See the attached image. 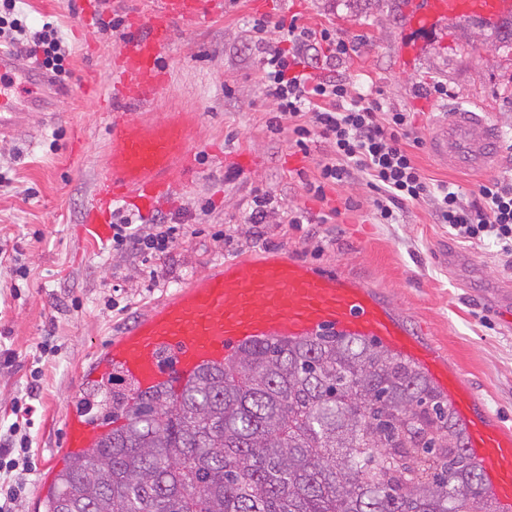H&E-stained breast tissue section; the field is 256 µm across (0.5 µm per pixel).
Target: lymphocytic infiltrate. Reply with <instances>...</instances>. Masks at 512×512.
Masks as SVG:
<instances>
[{
	"label": "lymphocytic infiltrate",
	"mask_w": 512,
	"mask_h": 512,
	"mask_svg": "<svg viewBox=\"0 0 512 512\" xmlns=\"http://www.w3.org/2000/svg\"><path fill=\"white\" fill-rule=\"evenodd\" d=\"M266 21H255L262 52V83L279 112L272 127L293 122L296 144L307 150L311 135H318L326 152L317 164L318 175L305 181L308 194L321 198L329 185H340L365 175L373 190L372 205L384 224L393 223L397 213L409 205L427 201L433 206L438 223L447 225L449 234L476 245L491 244L505 263L512 264V183L491 178L479 184L473 200H463L448 185L427 181L403 140L408 115L386 111L376 98L352 95L343 79L317 78L301 72L299 65L307 51L325 50L331 58L349 55V42L329 29H297L289 25L283 33V46L263 40ZM0 37L17 47L34 41L43 56L42 65L54 76L66 72L65 50L57 28L44 23L41 30L29 32L19 17L17 0H0ZM182 225L155 224L144 229L131 217L117 215L112 224V249L143 257H160L176 245ZM33 407H15V420L0 431V512H13L16 500L26 487L24 469L31 460Z\"/></svg>",
	"instance_id": "obj_1"
}]
</instances>
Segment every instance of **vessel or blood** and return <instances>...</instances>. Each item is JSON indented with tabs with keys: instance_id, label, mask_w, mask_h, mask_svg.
<instances>
[{
	"instance_id": "1",
	"label": "vessel or blood",
	"mask_w": 512,
	"mask_h": 512,
	"mask_svg": "<svg viewBox=\"0 0 512 512\" xmlns=\"http://www.w3.org/2000/svg\"><path fill=\"white\" fill-rule=\"evenodd\" d=\"M204 13L203 0H156L146 18H133L136 35L118 52L110 97L131 106L153 98L165 83L160 61L170 46L174 21L196 23ZM510 13L512 0H407L405 23L429 30L455 16L489 25ZM4 76L25 85L28 98L21 109L0 89V137L23 124L25 111L47 106V78L35 65L0 48V78ZM108 136L110 165L84 216V228L93 238L109 236L114 203L131 201L142 213H151L170 193L173 162L189 168L195 161L174 121L146 127L116 117ZM428 142L437 159L455 168L485 171L498 161L491 127L479 108L449 109L430 129ZM324 332L372 340L421 362L464 423L466 451L481 465L500 512H512V431L494 421L465 381L423 346L372 290L345 274L317 271L286 253L228 262L196 279L110 340L81 378L91 383L117 367L141 390L164 387L176 394L200 369L227 363L243 348ZM104 432V426L68 413L54 464L94 447Z\"/></svg>"
}]
</instances>
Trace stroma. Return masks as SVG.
I'll return each mask as SVG.
<instances>
[{"label":"stroma","instance_id":"1","mask_svg":"<svg viewBox=\"0 0 512 512\" xmlns=\"http://www.w3.org/2000/svg\"><path fill=\"white\" fill-rule=\"evenodd\" d=\"M82 2L21 0L31 30L46 22L57 27L68 75L56 85L53 121L32 111L23 129L0 138V350L14 356L12 367H0V422L13 421L14 397L31 370H42L30 430L34 466L15 512H42L39 482L59 448L62 419L96 392L79 385V372L109 339L208 270L278 252L371 286L512 429V300L502 292L512 267L452 239L424 202L397 223H379L364 178L328 186L321 199L307 194L304 182L316 176L324 145L314 137L303 151L290 126L270 130L277 105L261 81L253 24L267 21L264 37L273 44L281 23L326 27L354 44L348 58L311 60L309 73L342 74L353 94L409 113L415 163L430 182L450 183L467 200L486 177L512 182V49H496L493 30L451 18L408 33L404 0H205V20L175 26L163 60L168 78L152 101L137 108L116 101L105 110L81 85L94 77L108 85L116 52L134 33L130 14H148L152 0H102L86 31L78 28ZM115 18L120 27H111ZM405 41L418 45L409 69L398 58ZM436 82L447 86V97L427 95ZM478 105L495 127L502 157L488 175L451 170L426 144L441 112ZM116 113L146 126L179 121L195 153L194 167L176 171L170 196L151 214L119 205L138 224L174 217L184 224V236L157 261L113 252L111 241L91 239L82 224L108 165L106 127ZM77 134L83 141L75 151ZM241 151L252 155L250 168L236 165ZM258 194L271 203L262 222L251 224ZM297 211L307 221L290 226ZM48 337L60 352L43 362L38 345Z\"/></svg>","mask_w":512,"mask_h":512}]
</instances>
